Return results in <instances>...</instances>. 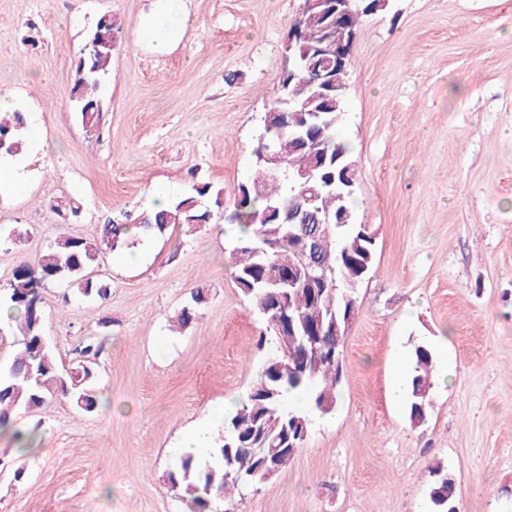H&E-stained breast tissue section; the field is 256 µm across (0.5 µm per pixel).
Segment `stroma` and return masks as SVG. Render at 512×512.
<instances>
[{
    "instance_id": "1",
    "label": "stroma",
    "mask_w": 512,
    "mask_h": 512,
    "mask_svg": "<svg viewBox=\"0 0 512 512\" xmlns=\"http://www.w3.org/2000/svg\"><path fill=\"white\" fill-rule=\"evenodd\" d=\"M182 36L153 54L141 28L161 0H0V94L43 139L31 184L0 197V285L59 233L88 237L105 213L224 190L219 225L181 227L105 255L102 301L43 290L44 333L71 366L95 352L99 409L56 399L0 430V512H188L167 474L181 435L212 405L248 392L266 355L264 321L237 288L230 218L278 97L300 0H183ZM123 25L99 131L70 91L99 18ZM339 137L351 148L356 223L376 257L355 295L335 419L227 512H430L429 468L448 464L460 512H512V0H389L363 17ZM77 199L79 216L52 205ZM204 289L184 330L174 318ZM447 349L425 424L389 393L395 359ZM37 436L17 449L14 430ZM22 479H15L16 470Z\"/></svg>"
}]
</instances>
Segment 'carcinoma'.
Segmentation results:
<instances>
[{
  "label": "carcinoma",
  "instance_id": "cac0c4a2",
  "mask_svg": "<svg viewBox=\"0 0 512 512\" xmlns=\"http://www.w3.org/2000/svg\"><path fill=\"white\" fill-rule=\"evenodd\" d=\"M302 42L315 46L324 38L322 20L296 17ZM106 43L81 49L76 72L87 76L73 84L75 111L83 122L100 126L103 109L101 90L112 79V52L121 26L115 17L104 15ZM351 72L337 76V89L325 98L307 71L294 75L283 71L278 78L280 94L264 118V132L253 150L254 177L239 187L234 220L248 225L250 232L238 238L234 249L233 277L252 309L264 318L274 336L275 350L268 354L246 400L224 418V436L214 441L208 459L185 456L168 473V483L179 488L188 500L190 512H215L229 489L246 488L270 475L260 457H274L275 472H281L302 447L311 430L307 411L283 405L284 392H309L312 409L330 414L336 409L337 387L342 375V353L349 326L350 308L356 307L353 283H361L371 272L376 254L372 231L364 224H334L331 234L316 241L304 226L296 235H286L287 226L279 215L302 204L301 189L294 177L311 171L310 186L318 193L321 214L336 217L352 212L353 193L341 180V167L352 161L349 145L337 136L345 111ZM320 113L311 130L303 126L302 105ZM0 164L23 161L28 147V124L24 113H0ZM224 189L209 182L172 199L159 211L143 210L125 219L107 216L97 225L93 238L61 233L48 241L34 261L21 260L8 282L0 286V309L5 310L7 330L20 345L11 363L0 365V428L11 424L14 412H33L63 398L77 408H97L96 375L85 361L70 368L60 365L43 335L42 291L58 282L85 297L105 299L107 284L93 281V268L108 252L127 247L137 240L131 228L143 237H154L176 225L192 228L212 223L223 210ZM316 246L323 264L326 285L320 288L287 285L288 274L299 266L302 241ZM263 244L266 253L255 251ZM206 298L201 289L191 294V303L178 316L181 327L189 326ZM316 347H310L309 338ZM435 354L427 344L415 346L409 374L408 417L411 425L427 421L431 407V373ZM428 489L430 512H448L457 501L455 478L440 464L430 467Z\"/></svg>",
  "mask_w": 512,
  "mask_h": 512
}]
</instances>
